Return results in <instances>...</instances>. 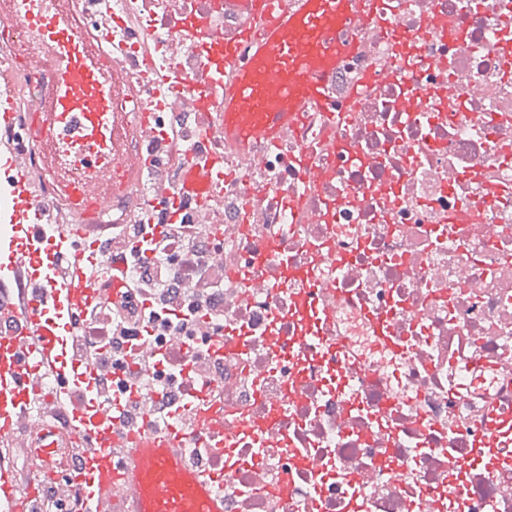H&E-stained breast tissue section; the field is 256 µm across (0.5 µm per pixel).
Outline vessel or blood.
<instances>
[{"instance_id":"b4317fda","label":"vessel or blood","mask_w":512,"mask_h":512,"mask_svg":"<svg viewBox=\"0 0 512 512\" xmlns=\"http://www.w3.org/2000/svg\"><path fill=\"white\" fill-rule=\"evenodd\" d=\"M246 27L264 36L252 46L248 64H240L235 44L225 48L220 94L212 106L216 128L226 143L246 148L253 139L277 140L308 103L322 112L335 108L330 79L341 58L359 42V22L369 19L366 0H244ZM20 20L39 33L48 70L39 103V136L32 151L43 161L29 168L12 145L0 140V170L11 172L10 215L0 237V284L19 272L38 278L36 290L12 299L0 294V322L16 323L18 335L0 339V449L13 447L18 401L39 395L38 376L49 370L59 391L83 388L85 373H69L65 341L91 305L87 269L94 260L72 247L76 206L111 193L114 159L124 152L130 133L127 117L114 111L113 99L139 101L138 90L114 72L125 51L95 22L85 21L72 0H0V22ZM57 192L47 197L45 185ZM205 180L198 164L187 165L179 196L201 198ZM57 208L56 235L44 234L43 220ZM65 269H58V260ZM189 440L177 429L129 432L118 428L109 409L75 418L67 438L45 428L39 442V466L26 482L0 467V512H22L50 475L60 447L92 449L94 458L71 476L90 512H115L113 492L129 488V512H224L216 479L188 461ZM129 449L120 477L112 459Z\"/></svg>"}]
</instances>
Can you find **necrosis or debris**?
<instances>
[{
  "mask_svg": "<svg viewBox=\"0 0 512 512\" xmlns=\"http://www.w3.org/2000/svg\"><path fill=\"white\" fill-rule=\"evenodd\" d=\"M436 15L447 33L431 29ZM212 18L217 38L198 39ZM243 25L236 0H112L121 70L169 73L174 88L149 116L133 112L139 183L115 184L90 221L144 228L175 205L211 230L148 259L78 239L100 267L118 260L162 288L159 316H194L200 289L213 297L195 344L173 328L160 337L187 357L140 394L131 424L173 394L209 403L217 430L189 449L223 474L225 512H512V435L488 434L512 418V0H384L338 64L335 111L300 113L277 144L239 151L208 131L207 103ZM43 54L20 21L0 27L12 76L0 97L17 113L4 133L24 157ZM201 158L205 200L177 197L183 164ZM324 172L306 194L305 177ZM337 335L356 365L325 346ZM472 359L487 383L457 395Z\"/></svg>",
  "mask_w": 512,
  "mask_h": 512,
  "instance_id": "necrosis-or-debris-1",
  "label": "necrosis or debris"
}]
</instances>
